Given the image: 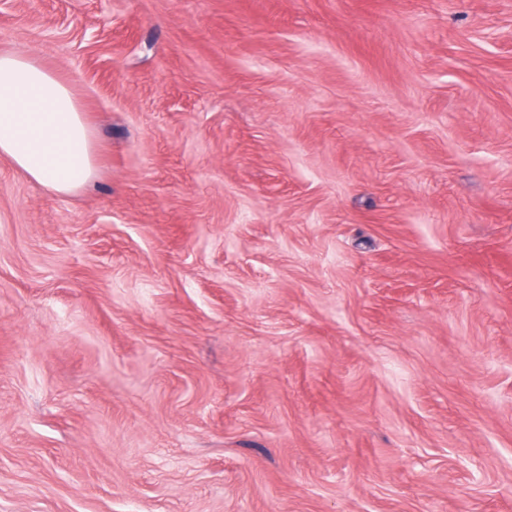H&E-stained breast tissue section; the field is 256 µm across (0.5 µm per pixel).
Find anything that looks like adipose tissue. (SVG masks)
I'll return each instance as SVG.
<instances>
[{
	"instance_id": "ef3b65f1",
	"label": "adipose tissue",
	"mask_w": 512,
	"mask_h": 512,
	"mask_svg": "<svg viewBox=\"0 0 512 512\" xmlns=\"http://www.w3.org/2000/svg\"><path fill=\"white\" fill-rule=\"evenodd\" d=\"M0 156L58 195L97 175L94 132L74 92L30 53H0Z\"/></svg>"
}]
</instances>
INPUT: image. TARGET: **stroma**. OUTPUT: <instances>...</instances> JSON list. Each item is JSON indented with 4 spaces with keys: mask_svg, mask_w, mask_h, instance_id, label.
<instances>
[{
    "mask_svg": "<svg viewBox=\"0 0 512 512\" xmlns=\"http://www.w3.org/2000/svg\"><path fill=\"white\" fill-rule=\"evenodd\" d=\"M95 131L0 157V512H512V0H0Z\"/></svg>",
    "mask_w": 512,
    "mask_h": 512,
    "instance_id": "35a3bbf8",
    "label": "stroma"
}]
</instances>
